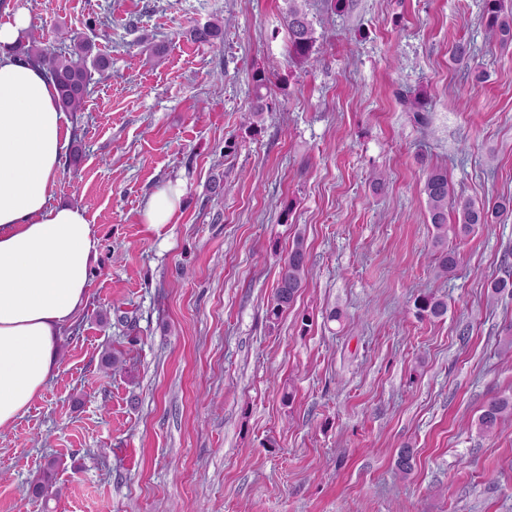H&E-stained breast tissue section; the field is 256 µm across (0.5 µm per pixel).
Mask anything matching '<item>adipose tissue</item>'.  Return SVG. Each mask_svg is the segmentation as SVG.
<instances>
[{"mask_svg": "<svg viewBox=\"0 0 512 512\" xmlns=\"http://www.w3.org/2000/svg\"><path fill=\"white\" fill-rule=\"evenodd\" d=\"M28 25L26 13L0 10V429L57 375L58 344L87 303L100 244L84 208L53 201L72 130L52 76L11 51ZM181 195L171 183L155 190L145 224L172 223Z\"/></svg>", "mask_w": 512, "mask_h": 512, "instance_id": "ef3b65f1", "label": "adipose tissue"}]
</instances>
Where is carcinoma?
Returning <instances> with one entry per match:
<instances>
[{
	"label": "carcinoma",
	"mask_w": 512,
	"mask_h": 512,
	"mask_svg": "<svg viewBox=\"0 0 512 512\" xmlns=\"http://www.w3.org/2000/svg\"><path fill=\"white\" fill-rule=\"evenodd\" d=\"M486 23L499 43H512V15L502 13L501 0H485ZM288 30V53L296 62H307L316 51L315 31L308 13L299 0H288L285 15ZM222 29L217 23L196 26L191 37L199 43L214 44L221 39ZM96 48L94 38L72 35L58 28L47 35L41 30H33L12 47V51L24 60L41 63L53 77L60 104L67 110H82L92 82V70L103 69L107 61L93 54ZM254 96L251 101L252 116L258 117L266 111V90L271 80L265 71L257 70L252 75ZM426 196L428 219L436 230L437 247L435 263L439 275L448 276L458 266L459 256L453 249L444 245L448 233L462 237L468 235L478 224H493L504 215L512 213V198L502 197L494 202L477 205L471 201L457 204L456 222L448 223V197L451 188L448 172L437 166L426 168L423 185ZM309 275L308 254L303 239L296 238L283 259L280 277L270 305L267 319L275 323L297 299ZM416 314L424 319H439L448 312L447 302L434 295L423 294L415 299ZM512 420V394H502L490 399L482 408L476 425L486 436L497 434L503 423ZM56 463L51 461L33 485L32 492L38 497L53 494Z\"/></svg>",
	"instance_id": "1"
}]
</instances>
